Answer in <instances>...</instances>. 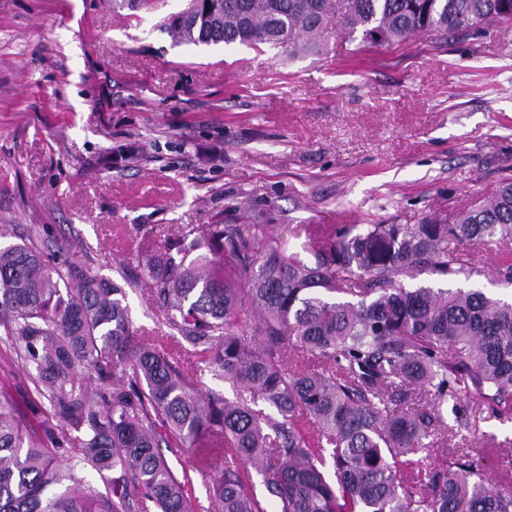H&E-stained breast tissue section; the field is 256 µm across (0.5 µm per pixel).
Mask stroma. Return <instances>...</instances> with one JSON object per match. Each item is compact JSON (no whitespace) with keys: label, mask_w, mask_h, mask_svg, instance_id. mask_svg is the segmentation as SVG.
<instances>
[{"label":"stroma","mask_w":512,"mask_h":512,"mask_svg":"<svg viewBox=\"0 0 512 512\" xmlns=\"http://www.w3.org/2000/svg\"><path fill=\"white\" fill-rule=\"evenodd\" d=\"M186 0H0V232L80 238L88 274L133 280V327L160 335L139 261L182 232L451 218L512 177V29L436 47L323 52L178 44ZM36 436L56 426L0 341V395ZM450 427L489 478L512 467V420Z\"/></svg>","instance_id":"obj_1"}]
</instances>
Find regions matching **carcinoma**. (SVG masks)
Masks as SVG:
<instances>
[{
  "label": "carcinoma",
  "mask_w": 512,
  "mask_h": 512,
  "mask_svg": "<svg viewBox=\"0 0 512 512\" xmlns=\"http://www.w3.org/2000/svg\"><path fill=\"white\" fill-rule=\"evenodd\" d=\"M177 43L320 52L338 27L363 44L440 43L512 24V0H196ZM307 262L266 224H210L143 260L169 338L247 394H198L197 375L136 335L124 287L21 241L0 246V325L60 428L28 434L0 402V512H512V486L468 454L435 455L443 406L474 394L512 414V301L404 286L479 272L512 285V181L452 219L304 227ZM295 350L301 371L286 368ZM430 396L423 404L418 395ZM78 448L64 467L57 455ZM197 452L208 504L163 450ZM94 471L102 485L88 479Z\"/></svg>",
  "instance_id": "1"
}]
</instances>
